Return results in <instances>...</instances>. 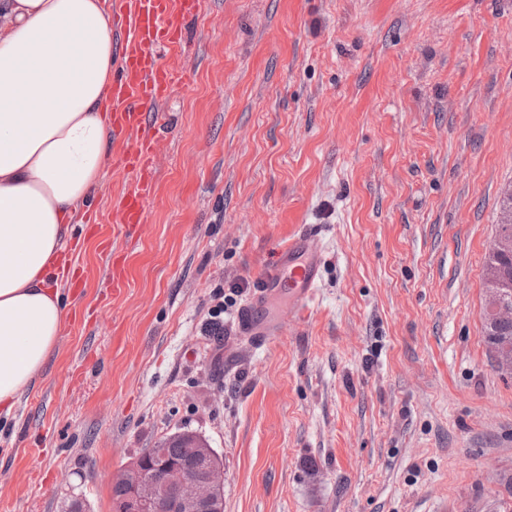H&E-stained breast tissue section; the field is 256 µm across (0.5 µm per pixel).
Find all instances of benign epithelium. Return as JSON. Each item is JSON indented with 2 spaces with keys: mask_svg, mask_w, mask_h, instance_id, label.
Listing matches in <instances>:
<instances>
[{
  "mask_svg": "<svg viewBox=\"0 0 512 512\" xmlns=\"http://www.w3.org/2000/svg\"><path fill=\"white\" fill-rule=\"evenodd\" d=\"M512 252V241L498 235L489 247L493 288L487 290L484 310L501 320L512 318V283L505 280L498 259ZM496 366L512 371V342L493 349ZM172 439L187 442L185 462L159 464L143 454L112 474L111 485L125 489L113 512H224V463L206 439L190 431H178Z\"/></svg>",
  "mask_w": 512,
  "mask_h": 512,
  "instance_id": "benign-epithelium-1",
  "label": "benign epithelium"
}]
</instances>
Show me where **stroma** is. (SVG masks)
Instances as JSON below:
<instances>
[{"label":"stroma","mask_w":512,"mask_h":512,"mask_svg":"<svg viewBox=\"0 0 512 512\" xmlns=\"http://www.w3.org/2000/svg\"><path fill=\"white\" fill-rule=\"evenodd\" d=\"M165 106L162 194L112 297L89 272L0 426L6 512H111L112 473L181 430L224 512H512V374L482 333L512 187V0H203ZM305 317L263 347L212 311L303 226ZM80 385H72L74 370Z\"/></svg>","instance_id":"obj_1"}]
</instances>
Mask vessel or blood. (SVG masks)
Here are the masks:
<instances>
[{"mask_svg":"<svg viewBox=\"0 0 512 512\" xmlns=\"http://www.w3.org/2000/svg\"><path fill=\"white\" fill-rule=\"evenodd\" d=\"M201 6L202 0H116L112 7V29L120 46L107 117L112 125V161L128 185L112 197L111 229H104L101 215L94 211L84 232L99 238L105 276L116 294L130 282L126 244L142 234L160 197L157 162L169 144L168 115L162 107L187 81L184 27ZM320 255L317 234L306 231L289 239L238 316L243 335L261 347L278 333L276 319L267 309L275 294L287 293L294 312L307 309L317 293Z\"/></svg>","mask_w":512,"mask_h":512,"instance_id":"obj_1","label":"vessel or blood"}]
</instances>
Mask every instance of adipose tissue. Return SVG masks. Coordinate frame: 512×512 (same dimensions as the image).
I'll use <instances>...</instances> for the list:
<instances>
[{"mask_svg": "<svg viewBox=\"0 0 512 512\" xmlns=\"http://www.w3.org/2000/svg\"><path fill=\"white\" fill-rule=\"evenodd\" d=\"M106 0H0V407L51 358L61 250L112 155Z\"/></svg>", "mask_w": 512, "mask_h": 512, "instance_id": "obj_1", "label": "adipose tissue"}]
</instances>
